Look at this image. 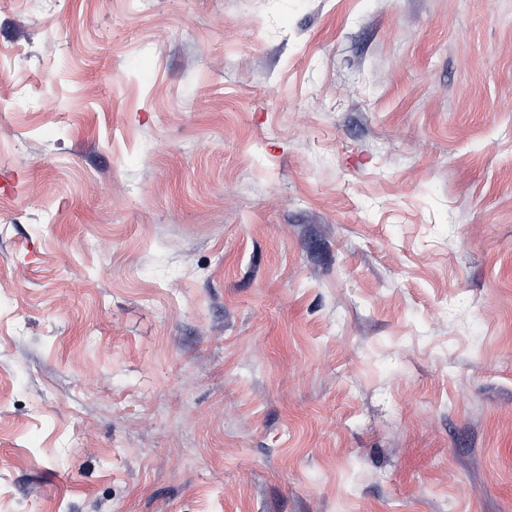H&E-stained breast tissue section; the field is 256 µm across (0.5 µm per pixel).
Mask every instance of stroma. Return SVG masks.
<instances>
[{
  "instance_id": "stroma-1",
  "label": "stroma",
  "mask_w": 512,
  "mask_h": 512,
  "mask_svg": "<svg viewBox=\"0 0 512 512\" xmlns=\"http://www.w3.org/2000/svg\"><path fill=\"white\" fill-rule=\"evenodd\" d=\"M0 512H512V0H0Z\"/></svg>"
}]
</instances>
